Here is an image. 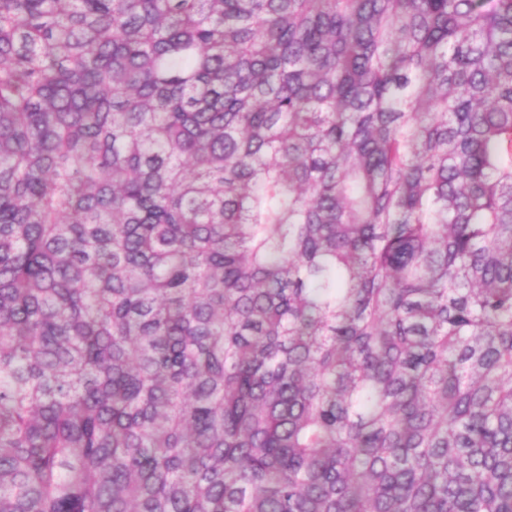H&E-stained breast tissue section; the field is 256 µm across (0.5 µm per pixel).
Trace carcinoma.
Segmentation results:
<instances>
[{"label":"carcinoma","instance_id":"carcinoma-1","mask_svg":"<svg viewBox=\"0 0 512 512\" xmlns=\"http://www.w3.org/2000/svg\"><path fill=\"white\" fill-rule=\"evenodd\" d=\"M0 512H512V0H0Z\"/></svg>","mask_w":512,"mask_h":512}]
</instances>
